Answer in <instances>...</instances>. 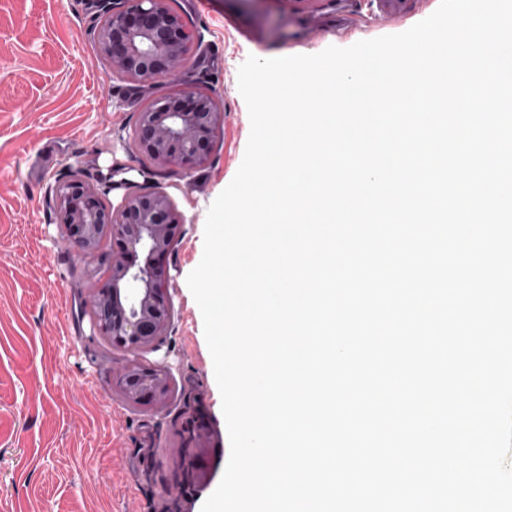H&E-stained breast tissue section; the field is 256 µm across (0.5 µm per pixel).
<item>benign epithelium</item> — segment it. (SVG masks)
I'll list each match as a JSON object with an SVG mask.
<instances>
[{
    "label": "benign epithelium",
    "instance_id": "obj_1",
    "mask_svg": "<svg viewBox=\"0 0 512 512\" xmlns=\"http://www.w3.org/2000/svg\"><path fill=\"white\" fill-rule=\"evenodd\" d=\"M95 2L91 34L113 76L154 85L189 66L192 38L172 0ZM223 116L212 89L170 91L140 108L132 141L155 170L178 166L189 172L210 163ZM109 193L107 184L70 173L55 186L56 220L83 256L94 258L109 247L108 265L94 273L87 313L97 335L137 354L114 376V392L132 407L162 410L176 395L172 369L143 354L158 350L172 325L167 260L185 217L161 188L132 190L116 206Z\"/></svg>",
    "mask_w": 512,
    "mask_h": 512
}]
</instances>
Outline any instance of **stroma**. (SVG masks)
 <instances>
[{
	"mask_svg": "<svg viewBox=\"0 0 512 512\" xmlns=\"http://www.w3.org/2000/svg\"><path fill=\"white\" fill-rule=\"evenodd\" d=\"M440 0H405L336 39V0H174L193 35L182 75L164 91L215 88L224 119L209 165L154 172L130 142L155 90L131 89L105 66L90 29L93 0H0V512H202L230 442L202 313L186 279L200 263L209 207L237 173L250 119L238 89L248 57L316 54L398 34ZM79 169L112 179L109 199L160 187L185 216L169 260L173 324L149 360L172 368L177 397L159 412L112 389L122 352L94 335L86 300L94 270L55 220L56 179Z\"/></svg>",
	"mask_w": 512,
	"mask_h": 512,
	"instance_id": "1",
	"label": "stroma"
}]
</instances>
